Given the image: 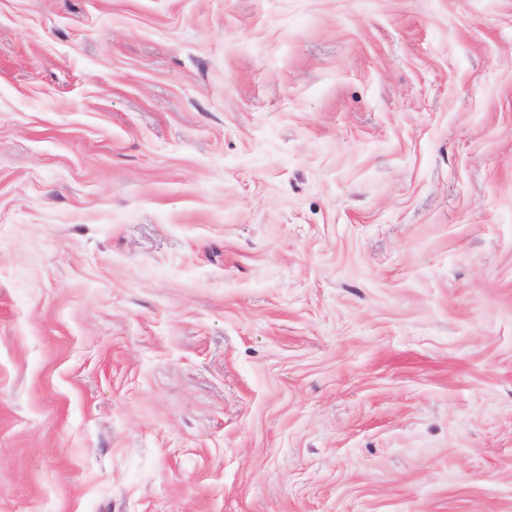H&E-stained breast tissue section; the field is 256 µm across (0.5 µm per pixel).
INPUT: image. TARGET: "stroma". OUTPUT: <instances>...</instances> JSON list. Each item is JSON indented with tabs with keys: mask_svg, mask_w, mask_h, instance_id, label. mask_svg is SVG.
I'll return each instance as SVG.
<instances>
[{
	"mask_svg": "<svg viewBox=\"0 0 512 512\" xmlns=\"http://www.w3.org/2000/svg\"><path fill=\"white\" fill-rule=\"evenodd\" d=\"M0 512H512V0H0Z\"/></svg>",
	"mask_w": 512,
	"mask_h": 512,
	"instance_id": "stroma-1",
	"label": "stroma"
}]
</instances>
